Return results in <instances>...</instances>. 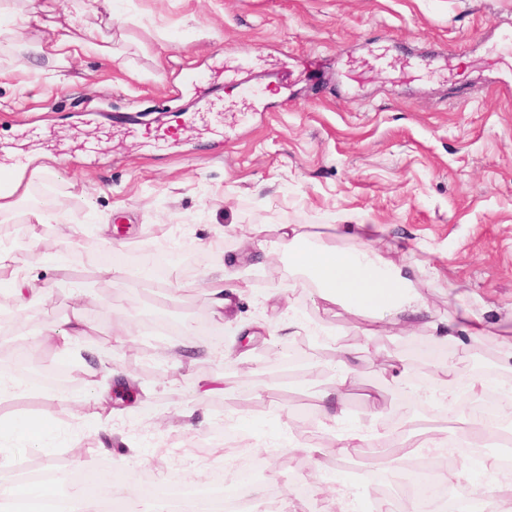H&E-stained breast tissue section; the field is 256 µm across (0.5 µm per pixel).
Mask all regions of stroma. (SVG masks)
Wrapping results in <instances>:
<instances>
[{
	"label": "stroma",
	"mask_w": 512,
	"mask_h": 512,
	"mask_svg": "<svg viewBox=\"0 0 512 512\" xmlns=\"http://www.w3.org/2000/svg\"><path fill=\"white\" fill-rule=\"evenodd\" d=\"M75 8L108 55L45 60L22 73L21 48L0 36V162L24 160L28 187L7 219L25 223L45 187L43 209L58 211L13 256L45 291L0 346L23 343L48 363L72 309L84 305L91 320L80 339L88 353L72 361L79 387L14 384L0 397V480L26 461H121L134 496L146 471L204 481L231 466L202 444L223 413L246 438L314 436L328 448L342 429L366 427L363 393L381 382L373 361L361 365L336 425L322 424L319 399L331 362L297 381L276 376L281 349L303 336L289 312L390 357L438 340L422 323L406 335L386 323L364 336L362 315L324 309L310 288L294 287L281 224L342 250L358 245L346 225H378L374 246L411 266L435 319L477 296L512 321V0H114L112 22L96 0H59L60 11ZM161 235L185 240L189 263L151 300L124 274H93L74 296L56 256L38 250L63 247L78 266L108 253L126 265L130 250ZM218 276L233 300L220 321L211 304ZM166 320L208 327L200 350L171 338L149 346ZM218 330L220 353L209 338ZM215 376L224 392L199 399L197 386ZM457 399L451 412L429 396L431 414L395 403L400 428L357 449L344 476L352 492L375 500L354 471L397 477L420 425L446 442L464 438L475 398L462 388ZM39 418L51 428L33 450L15 424ZM154 436L200 447L161 458L145 444ZM332 471L303 452L273 451L250 495L260 507L272 492L285 501L296 483L312 486Z\"/></svg>",
	"instance_id": "35a3bbf8"
}]
</instances>
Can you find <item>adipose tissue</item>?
Instances as JSON below:
<instances>
[{
  "label": "adipose tissue",
  "instance_id": "ef3b65f1",
  "mask_svg": "<svg viewBox=\"0 0 512 512\" xmlns=\"http://www.w3.org/2000/svg\"><path fill=\"white\" fill-rule=\"evenodd\" d=\"M30 8L23 27L14 29L12 36L22 40L26 29L50 28L51 35L28 47L29 61L25 69H33L39 58H76L90 52L103 53V46L81 33L79 15H67L64 22L54 19L58 0H28ZM279 239L288 245L289 264L310 281L324 306H343L361 313L372 324L393 320L409 327L428 321L426 295L415 280L409 266L386 258L369 244L351 251L337 250L335 244L317 246L306 243L295 227H279ZM431 331L443 334L449 343L468 348L487 337H495L497 368L512 373V331L499 329L493 307L482 304L479 311H467L459 321H428ZM334 367L336 378L331 389L322 391L320 399L327 420L336 421L343 415L341 405L346 390L358 373L360 362L356 347L342 345Z\"/></svg>",
  "mask_w": 512,
  "mask_h": 512
}]
</instances>
